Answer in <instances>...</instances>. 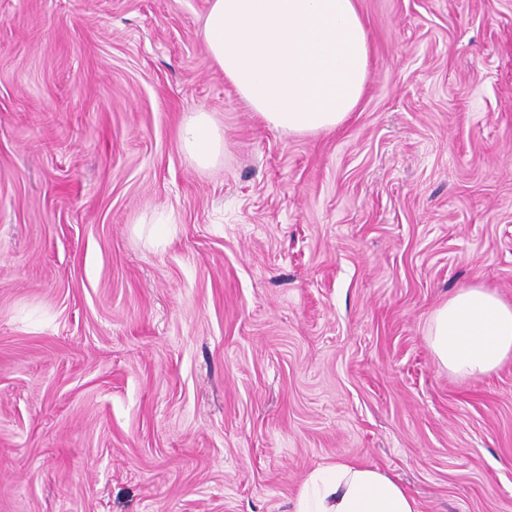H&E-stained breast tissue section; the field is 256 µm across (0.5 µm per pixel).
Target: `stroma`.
Wrapping results in <instances>:
<instances>
[{
  "label": "stroma",
  "mask_w": 512,
  "mask_h": 512,
  "mask_svg": "<svg viewBox=\"0 0 512 512\" xmlns=\"http://www.w3.org/2000/svg\"><path fill=\"white\" fill-rule=\"evenodd\" d=\"M357 2L364 94L299 135L208 0H0V512H293L345 457L512 512V359L427 341L458 288L512 304V0ZM179 139L182 149L201 168L219 161L224 151V139L209 112H193L181 125Z\"/></svg>",
  "instance_id": "1"
}]
</instances>
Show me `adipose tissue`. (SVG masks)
<instances>
[{
  "instance_id": "1",
  "label": "adipose tissue",
  "mask_w": 512,
  "mask_h": 512,
  "mask_svg": "<svg viewBox=\"0 0 512 512\" xmlns=\"http://www.w3.org/2000/svg\"><path fill=\"white\" fill-rule=\"evenodd\" d=\"M201 32L212 62L265 123L296 134L330 131L357 107L369 48L355 0H210ZM182 149L202 168L224 139L209 112L183 122ZM428 339L440 367L480 377L512 357V305L490 288L459 289L434 311ZM295 512H420L392 476L351 458L313 469Z\"/></svg>"
}]
</instances>
